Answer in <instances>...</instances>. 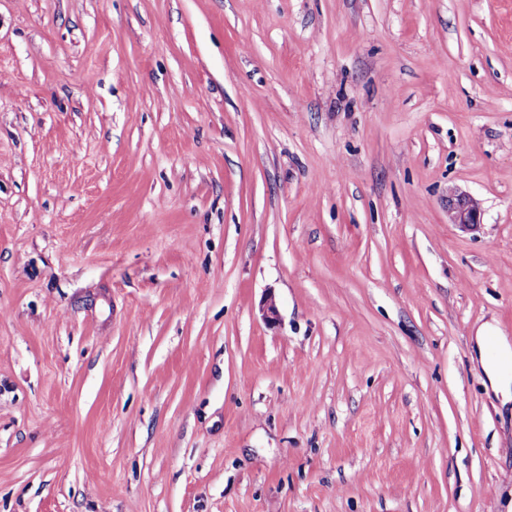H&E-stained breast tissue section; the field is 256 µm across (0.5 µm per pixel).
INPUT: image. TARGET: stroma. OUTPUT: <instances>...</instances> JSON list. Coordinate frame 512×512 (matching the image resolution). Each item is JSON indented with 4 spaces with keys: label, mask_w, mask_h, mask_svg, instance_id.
Instances as JSON below:
<instances>
[{
    "label": "stroma",
    "mask_w": 512,
    "mask_h": 512,
    "mask_svg": "<svg viewBox=\"0 0 512 512\" xmlns=\"http://www.w3.org/2000/svg\"><path fill=\"white\" fill-rule=\"evenodd\" d=\"M486 326L512 0H0V512H512ZM481 206L477 199L453 191L448 196V222L461 229H470L480 224Z\"/></svg>",
    "instance_id": "obj_1"
}]
</instances>
